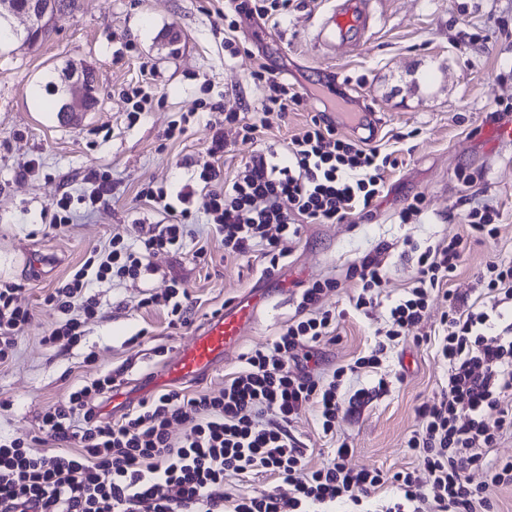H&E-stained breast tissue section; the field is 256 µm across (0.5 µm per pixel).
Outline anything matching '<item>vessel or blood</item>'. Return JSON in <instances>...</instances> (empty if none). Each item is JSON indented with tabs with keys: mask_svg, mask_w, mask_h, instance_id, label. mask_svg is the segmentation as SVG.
Here are the masks:
<instances>
[{
	"mask_svg": "<svg viewBox=\"0 0 512 512\" xmlns=\"http://www.w3.org/2000/svg\"><path fill=\"white\" fill-rule=\"evenodd\" d=\"M370 0H330L316 35L317 45L341 43L360 46L372 36ZM264 300L261 290L225 306L178 352L164 374L165 379L193 381L209 373L236 346L251 325Z\"/></svg>",
	"mask_w": 512,
	"mask_h": 512,
	"instance_id": "1",
	"label": "vessel or blood"
}]
</instances>
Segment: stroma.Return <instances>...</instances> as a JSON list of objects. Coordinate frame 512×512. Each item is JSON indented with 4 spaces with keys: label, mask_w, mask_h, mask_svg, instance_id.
Wrapping results in <instances>:
<instances>
[{
    "label": "stroma",
    "mask_w": 512,
    "mask_h": 512,
    "mask_svg": "<svg viewBox=\"0 0 512 512\" xmlns=\"http://www.w3.org/2000/svg\"><path fill=\"white\" fill-rule=\"evenodd\" d=\"M371 9L373 36L355 50L314 48L323 0H294L289 12L266 20L228 9L225 0H62L48 38L0 43V280L19 284L18 302L33 313L13 360L0 368V435L32 438L53 403L108 374L120 376L126 407H137L158 393L155 378L214 310L257 285L265 302L254 323L224 363L187 383V391L223 387L242 354L272 342L294 316L301 289L327 278L338 286L324 304L343 317L335 339L319 347L325 370L367 356L390 304L416 274V256L404 239L423 249L466 235L464 215L473 207L494 208L499 233L468 242L449 292L477 296L487 263L512 258V145L485 134L512 120V0H372ZM68 61L93 68L98 97L76 126L49 109L45 89ZM261 65L294 85L303 102L246 144L238 123L225 124L224 177L301 132L333 85L353 111L366 113L373 144L398 160L384 175L371 215L303 225L288 257L265 277L258 259L225 257L205 223V193L197 191L191 202L195 238L183 253L155 256L152 272L138 282L100 288L102 316L79 345L62 352L43 344L53 320L42 304L48 289L127 225L157 221L137 199L141 188L174 193L196 184L211 141L212 105L259 120L266 91L250 74ZM175 120L183 121V133L165 138ZM32 159L37 166L31 170ZM90 167L110 172L112 201L78 212L64 230L48 231L52 200L64 191L79 196ZM417 196L424 207L420 223H400L399 212ZM201 244L207 253L199 258ZM379 248L386 281L376 305L361 312L354 308L359 290L348 270ZM172 278L195 304L193 323L178 330L168 328L161 313L137 307L144 294L163 291ZM447 309L446 294L434 295L417 337L393 343L378 368L363 371L359 386L375 394L359 414L339 416L335 437L323 435L313 410L294 419L291 430L305 445L310 468L326 465L343 438L352 448V467L387 477L420 469L407 440L422 426L419 407L446 383L426 336ZM139 331L141 345H128ZM382 378L387 387L380 391Z\"/></svg>",
    "instance_id": "stroma-1"
}]
</instances>
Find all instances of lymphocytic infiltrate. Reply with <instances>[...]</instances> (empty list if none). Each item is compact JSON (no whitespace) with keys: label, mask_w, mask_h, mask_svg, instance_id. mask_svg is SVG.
<instances>
[{"label":"lymphocytic infiltrate","mask_w":512,"mask_h":512,"mask_svg":"<svg viewBox=\"0 0 512 512\" xmlns=\"http://www.w3.org/2000/svg\"><path fill=\"white\" fill-rule=\"evenodd\" d=\"M266 89L259 122L237 113L214 115L208 161L198 180L208 189L206 222L224 254L260 255L263 274L273 273L290 253L305 224H335L371 211L395 167L390 155L368 139L340 140L325 113L313 115L283 152L252 158L231 180H223L216 161L224 154L225 122H240L244 141L261 125L285 116L301 94L265 67L251 73ZM82 180L84 194L62 193L51 204V229L73 221L75 205L90 211L109 204L115 186L107 171L91 167ZM194 194L186 185L170 195L164 187H144L141 202L169 218L165 224L134 225L114 234L105 248H92L81 267L48 289L43 305L57 315L44 341L70 348L85 334L101 308L91 283L142 279L158 253L182 252L190 234ZM463 240L451 237L421 253L414 281L389 307L385 327L370 356L325 373L312 368L317 348L333 339L335 310L323 298L336 280L314 282L302 290L295 316L267 346L242 356L240 370L224 378L216 392L169 389L141 400L120 418L101 416L97 401L111 391L113 376L71 390L44 414L36 453L20 438H0V512H328L354 490L376 492L385 483L376 470L350 467L351 448L338 443L331 461L309 469L306 450L290 425L303 410L315 408L324 435H335L342 410L341 391L362 370L377 367L388 345L407 338L429 318L431 295L447 284L461 258ZM360 292L356 309L373 306L384 284L378 254L360 257L351 269ZM18 285L0 282V366L16 353L30 310L17 305ZM450 310L438 327L437 354L448 370L445 386L420 408L421 430L407 446L422 457L429 475L394 474L400 500L393 512H491L489 487L512 484V459L487 462L484 451L512 432V261L489 262L481 291L467 306L449 296ZM141 308L163 312L170 328L191 325L194 303L187 288L172 281L148 294ZM184 434L173 439V426ZM484 467L485 480L472 485L467 471ZM267 473L287 494L232 495L224 482L232 476Z\"/></svg>","instance_id":"lymphocytic-infiltrate-1"}]
</instances>
